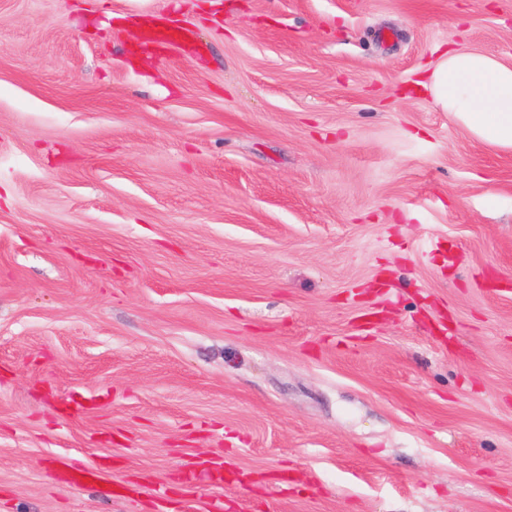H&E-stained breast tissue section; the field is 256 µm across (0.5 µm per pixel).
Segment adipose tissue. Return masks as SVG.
Instances as JSON below:
<instances>
[{"label": "adipose tissue", "mask_w": 512, "mask_h": 512, "mask_svg": "<svg viewBox=\"0 0 512 512\" xmlns=\"http://www.w3.org/2000/svg\"><path fill=\"white\" fill-rule=\"evenodd\" d=\"M421 85L473 140L512 153V62L476 49H453L441 54Z\"/></svg>", "instance_id": "ef3b65f1"}]
</instances>
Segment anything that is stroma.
I'll return each instance as SVG.
<instances>
[{"mask_svg": "<svg viewBox=\"0 0 512 512\" xmlns=\"http://www.w3.org/2000/svg\"><path fill=\"white\" fill-rule=\"evenodd\" d=\"M452 47L512 0H0V512H512V154L417 87Z\"/></svg>", "mask_w": 512, "mask_h": 512, "instance_id": "1", "label": "stroma"}]
</instances>
